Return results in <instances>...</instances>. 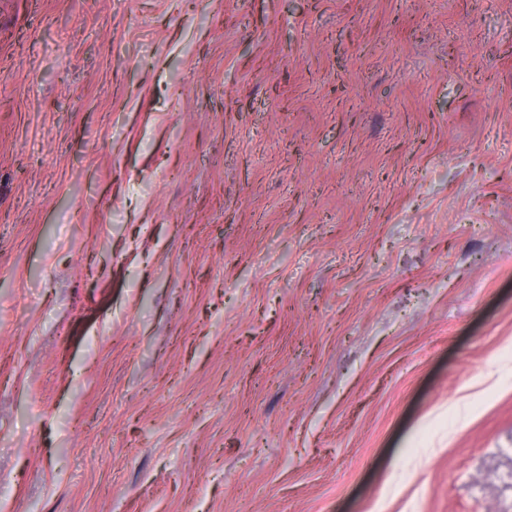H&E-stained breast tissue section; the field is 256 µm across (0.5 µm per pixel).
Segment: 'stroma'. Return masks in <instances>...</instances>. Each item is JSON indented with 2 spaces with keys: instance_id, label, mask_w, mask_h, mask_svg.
<instances>
[{
  "instance_id": "obj_1",
  "label": "stroma",
  "mask_w": 512,
  "mask_h": 512,
  "mask_svg": "<svg viewBox=\"0 0 512 512\" xmlns=\"http://www.w3.org/2000/svg\"><path fill=\"white\" fill-rule=\"evenodd\" d=\"M0 512H512V0H0Z\"/></svg>"
}]
</instances>
